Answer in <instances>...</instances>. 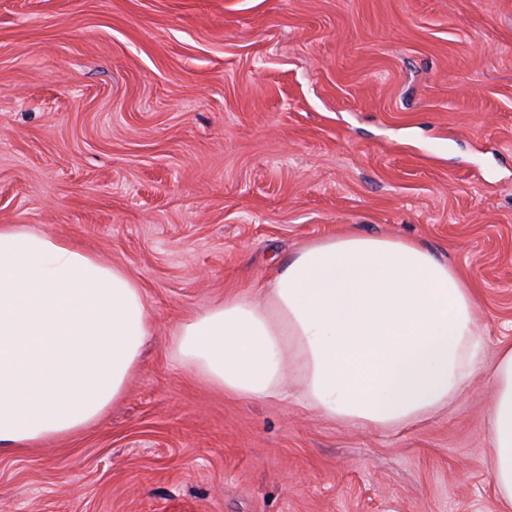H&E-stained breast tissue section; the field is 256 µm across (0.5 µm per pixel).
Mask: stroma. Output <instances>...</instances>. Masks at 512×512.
Returning <instances> with one entry per match:
<instances>
[{
    "mask_svg": "<svg viewBox=\"0 0 512 512\" xmlns=\"http://www.w3.org/2000/svg\"><path fill=\"white\" fill-rule=\"evenodd\" d=\"M0 224L141 285L152 333L79 432L0 454V512H498L490 378L388 431L225 394L194 314L308 242L410 237L512 343V0H0Z\"/></svg>",
    "mask_w": 512,
    "mask_h": 512,
    "instance_id": "1",
    "label": "stroma"
}]
</instances>
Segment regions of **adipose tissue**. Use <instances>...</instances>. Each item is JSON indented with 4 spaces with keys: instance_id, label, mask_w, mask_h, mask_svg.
Instances as JSON below:
<instances>
[{
    "instance_id": "1",
    "label": "adipose tissue",
    "mask_w": 512,
    "mask_h": 512,
    "mask_svg": "<svg viewBox=\"0 0 512 512\" xmlns=\"http://www.w3.org/2000/svg\"><path fill=\"white\" fill-rule=\"evenodd\" d=\"M182 321L175 351L241 398L282 400L296 374L320 415L391 430L491 375V476L512 512V343L486 360L468 281L420 243L356 233L309 242L265 285ZM151 333L139 283L23 224L0 225V450L70 436L123 397Z\"/></svg>"
}]
</instances>
